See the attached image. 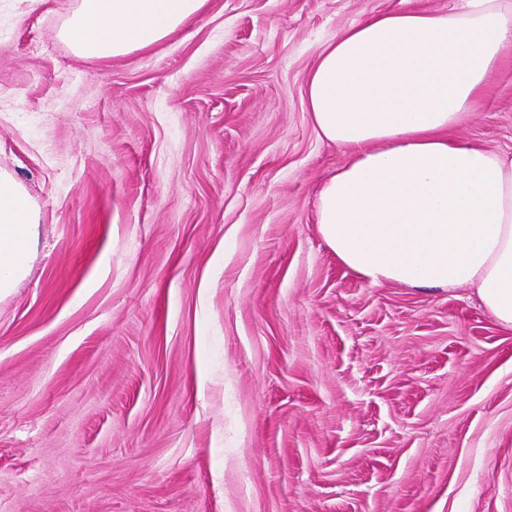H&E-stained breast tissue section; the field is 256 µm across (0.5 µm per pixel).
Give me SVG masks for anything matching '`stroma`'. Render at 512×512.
<instances>
[{
    "mask_svg": "<svg viewBox=\"0 0 512 512\" xmlns=\"http://www.w3.org/2000/svg\"><path fill=\"white\" fill-rule=\"evenodd\" d=\"M401 0H208L76 58V0H0V169L38 207L0 298V512H512V330L373 285L317 227L348 147L320 50ZM450 140L512 155V45Z\"/></svg>",
    "mask_w": 512,
    "mask_h": 512,
    "instance_id": "1",
    "label": "stroma"
}]
</instances>
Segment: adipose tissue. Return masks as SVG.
<instances>
[{"label":"adipose tissue","instance_id":"adipose-tissue-1","mask_svg":"<svg viewBox=\"0 0 512 512\" xmlns=\"http://www.w3.org/2000/svg\"><path fill=\"white\" fill-rule=\"evenodd\" d=\"M208 0H77L59 31L84 60L147 49ZM512 44V0H460L445 14H372L324 46L307 110L353 154L322 187L318 231L372 284L470 286L512 329V157L448 139L472 112ZM39 216L0 170V295L27 273Z\"/></svg>","mask_w":512,"mask_h":512}]
</instances>
